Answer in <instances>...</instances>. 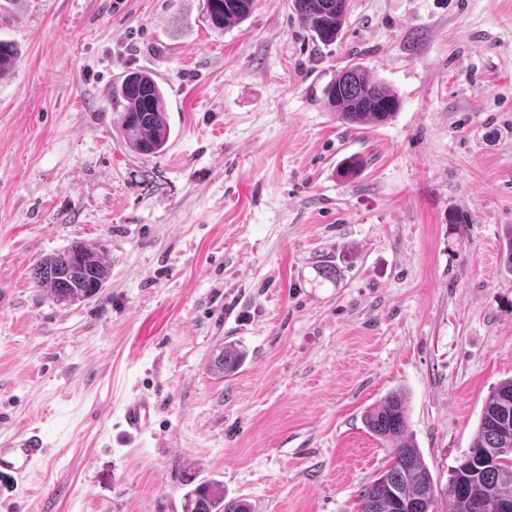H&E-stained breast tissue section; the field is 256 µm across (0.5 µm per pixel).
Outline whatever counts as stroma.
<instances>
[{
    "mask_svg": "<svg viewBox=\"0 0 512 512\" xmlns=\"http://www.w3.org/2000/svg\"><path fill=\"white\" fill-rule=\"evenodd\" d=\"M314 43L289 0L211 28L203 0H7L0 40V441L45 464L0 476V512H181L185 469L253 512H359L388 453V392L444 484L512 378V0H348ZM358 64L402 101L354 130L322 91ZM150 71L166 152L130 151L111 89ZM354 153L370 159L338 177ZM110 276L58 304L30 279L73 241ZM334 277L322 274L325 265ZM246 352L208 370L225 342ZM159 406L117 440L120 407ZM246 354L236 343L228 342L215 350L209 361V370L223 378L233 374L244 362ZM156 403L148 396L130 397L120 409L122 433L127 440H137L150 428ZM47 447L45 436L37 428L5 440L0 446V474L16 482L26 479L45 460Z\"/></svg>",
    "mask_w": 512,
    "mask_h": 512,
    "instance_id": "stroma-1",
    "label": "stroma"
}]
</instances>
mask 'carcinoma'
<instances>
[{"mask_svg": "<svg viewBox=\"0 0 512 512\" xmlns=\"http://www.w3.org/2000/svg\"><path fill=\"white\" fill-rule=\"evenodd\" d=\"M299 24L325 45L336 42L347 9L336 0H291ZM255 0H204L207 22L215 29L239 24L251 14ZM324 105L345 125L377 127L398 111L400 101L383 82L359 66L339 72L323 91ZM118 108L115 128L127 147L141 155L165 151L171 137L163 86L145 70L129 72L112 85ZM110 275L104 248L82 241L41 259L32 270L36 287L57 303L72 304L95 297ZM246 354L228 342L212 355L209 370L223 378L233 374ZM365 427L386 447L389 465L359 491L360 512H493L496 499H512V378L488 394L468 451L448 474L445 487L433 476L410 431L409 398L402 390L386 394L363 416ZM182 512H251L243 499L224 500V488L188 473Z\"/></svg>", "mask_w": 512, "mask_h": 512, "instance_id": "cac0c4a2", "label": "carcinoma"}]
</instances>
